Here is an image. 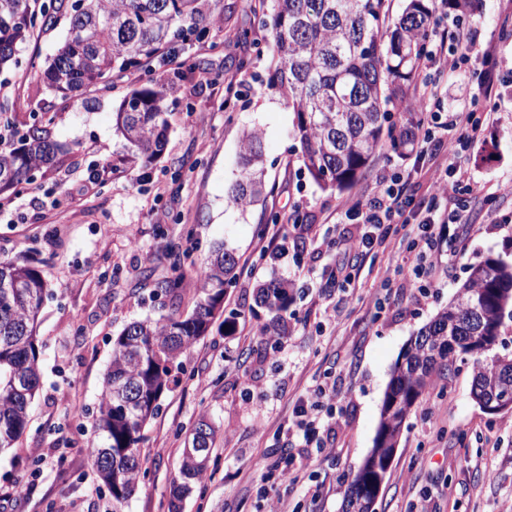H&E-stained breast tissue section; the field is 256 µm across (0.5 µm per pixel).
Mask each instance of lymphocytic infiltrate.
<instances>
[{
    "instance_id": "1",
    "label": "lymphocytic infiltrate",
    "mask_w": 512,
    "mask_h": 512,
    "mask_svg": "<svg viewBox=\"0 0 512 512\" xmlns=\"http://www.w3.org/2000/svg\"><path fill=\"white\" fill-rule=\"evenodd\" d=\"M439 40L426 56L427 69L421 70L409 103L416 110L430 112L431 124L418 138L416 150L421 160L435 165L430 175L428 199L416 201L406 181L395 175L380 174L370 189L367 205L344 203L339 219L358 218L361 228L347 243L355 255L370 253L390 236L395 224L408 227L411 234L412 260L407 261L406 286L412 296L429 297L432 288L447 268L435 254L437 240L446 234L464 235L466 220L461 212L442 206L441 198L459 190L475 192L467 172L460 166L462 151L476 142L483 123L469 104L460 102L439 111L440 102L447 97L448 87L431 78L430 69L457 71L476 60L495 62L494 44L483 41L476 27L463 20H455L452 31H439ZM447 153L449 165L442 168L435 161L439 153Z\"/></svg>"
}]
</instances>
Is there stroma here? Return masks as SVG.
<instances>
[{"instance_id":"obj_1","label":"stroma","mask_w":512,"mask_h":512,"mask_svg":"<svg viewBox=\"0 0 512 512\" xmlns=\"http://www.w3.org/2000/svg\"><path fill=\"white\" fill-rule=\"evenodd\" d=\"M258 5L224 0L218 48H190L196 70L175 79L167 96L164 154L131 172L111 171L112 155L122 149L112 112L133 79L107 80L68 100L20 80L46 66L67 35L65 22L22 46L17 65L0 69V97L16 111L52 116L54 140L70 149L60 167L36 172L0 202V260L37 261L50 285L40 313V389L30 427L0 452V490H28L16 512H110L90 455L103 376L113 336L163 311L152 292L173 272L166 238L180 239L199 262L219 244L234 253L242 274L224 288V316L236 329L212 330L181 355V380L144 430V475L124 512H168L185 440L202 418L217 431V465L182 512H267V482L290 512H341L348 479L374 444L391 371L408 341L455 297L470 264L489 256L512 261V194H495L512 182V9L505 0H474L470 11L483 38L498 48L492 95L477 90L480 63L448 79L449 102L471 101L481 115L497 111L461 160L488 195L449 199V206L465 207L468 233L440 242L438 253L451 257V268L419 303L392 260L408 248L397 236L359 259L355 287L328 283L340 242L359 229L350 220L337 223L340 205L363 198L383 169L408 178L419 199L429 179L415 151L388 149L344 193L322 190L308 177L292 136L295 114L268 85L272 48L255 16ZM253 129L264 142L266 195L242 209L229 195L241 177L242 137ZM93 169L100 176L90 186ZM297 212L308 216L311 231L286 257L267 255L274 223ZM272 280L288 284V330L262 338L251 330L269 315L255 295ZM472 366V359L457 361L452 377L434 378L417 402L376 512H417L423 501L431 512H505L512 505V411L491 416L479 408L471 397ZM322 382L336 390L333 406L322 412L328 450L285 448L299 398ZM304 452L312 459L307 477L291 484L288 460ZM45 456L52 466L42 464ZM262 456L277 465L265 482L254 467Z\"/></svg>"}]
</instances>
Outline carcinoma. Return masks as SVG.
<instances>
[{"mask_svg":"<svg viewBox=\"0 0 512 512\" xmlns=\"http://www.w3.org/2000/svg\"><path fill=\"white\" fill-rule=\"evenodd\" d=\"M388 0H277L262 14L271 29L276 66L272 86L295 113L294 136L309 177L322 189L354 187L384 147L402 154L409 133L420 126L417 111L394 120L390 106L408 95L429 36V0H410L397 22L389 23ZM68 20V34L40 76L66 98L107 75L140 73L144 85L132 89L113 112V130L124 154L112 172L143 168L162 154L169 128L167 94L173 86L153 62L174 44L209 39L224 27L221 0H0V66L16 61L20 45ZM51 120H19L0 102V127L18 136L19 146H0V196L31 181L64 156L52 138ZM242 178L229 202L255 205L264 193L259 131L241 146ZM169 254L189 262L200 281L192 310H173L155 320L134 321L112 341L91 456L97 481L107 488L112 512L123 508L141 477L143 430L159 410L163 395L178 383L180 356L206 336L223 312L224 286L239 275L234 254L219 245L198 264L169 239ZM183 274L156 283L154 295L175 298ZM48 283L38 266L0 261V451L27 432L40 387L39 314ZM288 286L272 281L259 289L257 303L271 314L268 332L280 334L288 307ZM512 316V262L488 257L469 267L456 297L407 344L391 373L374 445L352 475L342 512H375L377 489L397 447L402 425L434 375L453 359L474 358L473 378L494 385L512 356L482 358L484 344H497L504 315ZM209 466L182 458L168 512L206 477Z\"/></svg>","mask_w":512,"mask_h":512,"instance_id":"obj_1","label":"carcinoma"}]
</instances>
